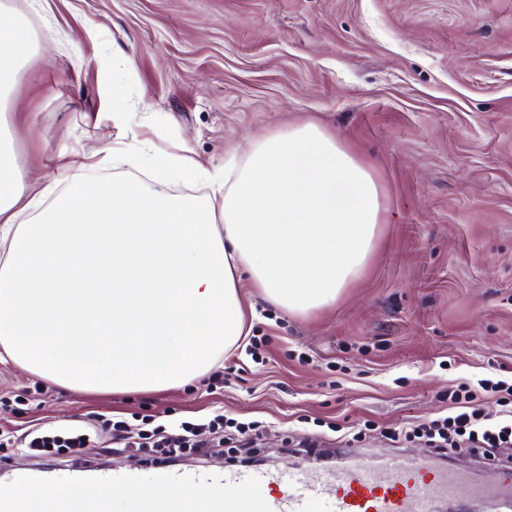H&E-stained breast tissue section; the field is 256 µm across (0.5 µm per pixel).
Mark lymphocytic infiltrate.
Instances as JSON below:
<instances>
[{
	"label": "lymphocytic infiltrate",
	"instance_id": "1",
	"mask_svg": "<svg viewBox=\"0 0 512 512\" xmlns=\"http://www.w3.org/2000/svg\"><path fill=\"white\" fill-rule=\"evenodd\" d=\"M504 395L512 397V380L482 379L477 385L460 387L448 394L447 415L402 429L401 434L407 439L425 440L440 452L450 447L471 451L511 447L512 417L495 421L478 407L482 398ZM141 421L143 427L136 431L126 421L99 415L52 433L38 427L19 435L4 430L0 432V445L40 459L78 457L88 454L101 433L107 431L118 447H150L164 458L175 460L192 453H204L206 444L202 433L246 447L253 443L258 432L256 423L241 422L220 412L204 420L181 421L172 433L167 432L165 426L155 424L152 416H142Z\"/></svg>",
	"mask_w": 512,
	"mask_h": 512
}]
</instances>
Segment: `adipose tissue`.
Masks as SVG:
<instances>
[{
	"mask_svg": "<svg viewBox=\"0 0 512 512\" xmlns=\"http://www.w3.org/2000/svg\"><path fill=\"white\" fill-rule=\"evenodd\" d=\"M34 47L23 21L0 15V105ZM150 163L155 179L204 181L209 194L99 182L80 159L61 173L67 192L22 224L27 188L0 135V361L71 389L181 387L240 340L241 280L306 315L375 252L380 186L318 124L256 139L220 177L167 152Z\"/></svg>",
	"mask_w": 512,
	"mask_h": 512,
	"instance_id": "adipose-tissue-1",
	"label": "adipose tissue"
}]
</instances>
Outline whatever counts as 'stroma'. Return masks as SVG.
Instances as JSON below:
<instances>
[{"label":"stroma","instance_id":"obj_1","mask_svg":"<svg viewBox=\"0 0 512 512\" xmlns=\"http://www.w3.org/2000/svg\"><path fill=\"white\" fill-rule=\"evenodd\" d=\"M35 49L15 75L8 134L29 194L105 139L134 136L215 175L253 139L311 121L368 162L384 196L376 251L332 307L292 316L242 283L269 360L224 386L137 395L52 384L0 362V429L53 431L103 414L166 426L220 411L262 423L251 448L173 471L402 462L425 442L381 428L448 411V394L512 376V0H0ZM131 60L102 75L112 51ZM120 90L136 111L112 115ZM28 396L19 405L16 395ZM151 449L103 450L76 474L153 468Z\"/></svg>","mask_w":512,"mask_h":512}]
</instances>
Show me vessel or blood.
<instances>
[{"instance_id":"1","label":"vessel or blood","mask_w":512,"mask_h":512,"mask_svg":"<svg viewBox=\"0 0 512 512\" xmlns=\"http://www.w3.org/2000/svg\"><path fill=\"white\" fill-rule=\"evenodd\" d=\"M486 476L475 483L461 469L435 456L410 457L397 466L363 463L339 465L326 472L311 467L286 472L227 470L209 473L157 471L143 476L134 470L92 474L93 482L125 490L147 483L207 490L203 500L130 501L127 512H247L252 494L262 496L261 512H433L440 500H454L460 491L512 506V470L485 463ZM29 476L19 475V491L0 497V512H87L84 500L63 494L53 500L27 493ZM223 489L216 497L214 489Z\"/></svg>"}]
</instances>
